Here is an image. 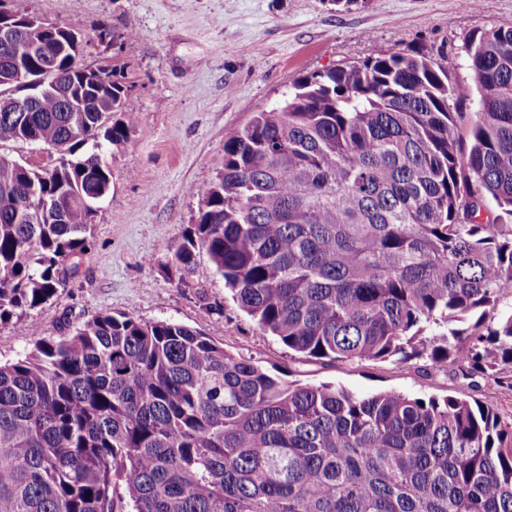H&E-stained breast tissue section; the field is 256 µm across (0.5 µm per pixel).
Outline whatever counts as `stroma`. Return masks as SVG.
I'll list each match as a JSON object with an SVG mask.
<instances>
[{
	"label": "stroma",
	"instance_id": "1",
	"mask_svg": "<svg viewBox=\"0 0 512 512\" xmlns=\"http://www.w3.org/2000/svg\"><path fill=\"white\" fill-rule=\"evenodd\" d=\"M0 8L53 22L79 21L83 60L124 64V104L136 123L114 152L112 190L88 249L66 263L55 296L0 326V363L102 313L167 320L215 332L226 351L304 383L357 395L482 399L433 371L427 357L403 362L298 363L231 300L207 255L186 283L168 270L162 244L182 242L202 195L218 179L224 139L274 104L297 79L338 64L422 49L448 57L468 79L465 44L476 30L512 27V0H0ZM113 37L99 40L100 25Z\"/></svg>",
	"mask_w": 512,
	"mask_h": 512
}]
</instances>
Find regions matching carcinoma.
Here are the masks:
<instances>
[{"label":"carcinoma","mask_w":512,"mask_h":512,"mask_svg":"<svg viewBox=\"0 0 512 512\" xmlns=\"http://www.w3.org/2000/svg\"><path fill=\"white\" fill-rule=\"evenodd\" d=\"M76 22L0 49L43 88L0 112V325L49 301L129 141L126 76L84 64ZM470 78L428 52L295 81L225 137L179 281L209 257L298 358L427 356L512 390V28L475 31ZM475 101L472 113L449 101ZM0 512H512V425L486 400L299 383L170 321L98 315L0 364ZM54 150L37 145L17 143L4 145L2 152L10 154L16 159L23 158V160L29 161L34 166H47L53 164L55 159L61 154L59 150Z\"/></svg>","instance_id":"cac0c4a2"}]
</instances>
